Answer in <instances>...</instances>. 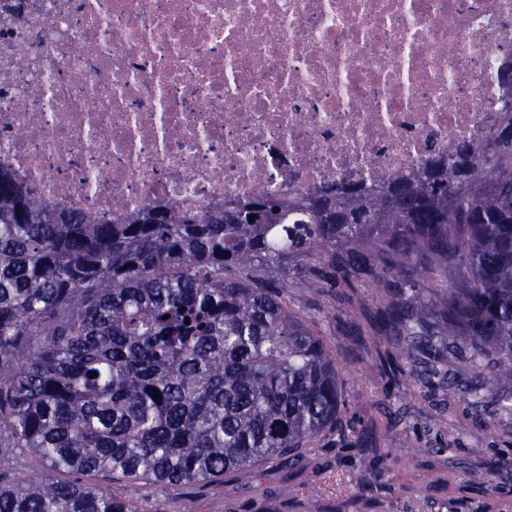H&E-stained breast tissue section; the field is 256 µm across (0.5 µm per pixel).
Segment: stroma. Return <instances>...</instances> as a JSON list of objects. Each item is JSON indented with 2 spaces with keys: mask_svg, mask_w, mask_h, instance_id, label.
<instances>
[{
  "mask_svg": "<svg viewBox=\"0 0 512 512\" xmlns=\"http://www.w3.org/2000/svg\"><path fill=\"white\" fill-rule=\"evenodd\" d=\"M349 295L358 330L321 323L340 371L349 410L299 457L225 473L206 485L133 487L141 512H512V382L484 387L467 357V339L448 354L450 391L414 384L395 364L393 340L373 325L378 301L362 283ZM483 386L481 408L470 405ZM486 474L473 482V473Z\"/></svg>",
  "mask_w": 512,
  "mask_h": 512,
  "instance_id": "obj_1",
  "label": "stroma"
}]
</instances>
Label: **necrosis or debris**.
<instances>
[{
	"label": "necrosis or debris",
	"mask_w": 512,
	"mask_h": 512,
	"mask_svg": "<svg viewBox=\"0 0 512 512\" xmlns=\"http://www.w3.org/2000/svg\"><path fill=\"white\" fill-rule=\"evenodd\" d=\"M512 0H0V164L117 218L487 145Z\"/></svg>",
	"instance_id": "4bbe7bcc"
}]
</instances>
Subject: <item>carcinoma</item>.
<instances>
[{
    "instance_id": "cac0c4a2",
    "label": "carcinoma",
    "mask_w": 512,
    "mask_h": 512,
    "mask_svg": "<svg viewBox=\"0 0 512 512\" xmlns=\"http://www.w3.org/2000/svg\"><path fill=\"white\" fill-rule=\"evenodd\" d=\"M297 256L315 258L301 271L322 299L311 317L285 296ZM328 281L374 286L373 322L410 377L420 352L439 374L466 336L489 385L512 380V133L381 187L110 222L41 201L0 165V512H138L81 477L184 486L294 456L348 410L313 324L356 317ZM28 457L47 475L13 469Z\"/></svg>"
}]
</instances>
